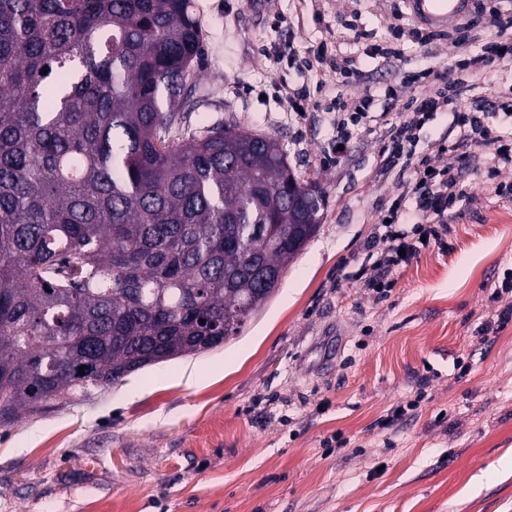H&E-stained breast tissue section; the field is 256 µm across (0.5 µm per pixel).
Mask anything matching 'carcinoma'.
Here are the masks:
<instances>
[{
  "label": "carcinoma",
  "instance_id": "obj_1",
  "mask_svg": "<svg viewBox=\"0 0 512 512\" xmlns=\"http://www.w3.org/2000/svg\"><path fill=\"white\" fill-rule=\"evenodd\" d=\"M190 9L0 0L1 421L237 337L319 229L278 140H170Z\"/></svg>",
  "mask_w": 512,
  "mask_h": 512
}]
</instances>
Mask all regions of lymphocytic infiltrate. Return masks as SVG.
I'll return each instance as SVG.
<instances>
[{
    "mask_svg": "<svg viewBox=\"0 0 512 512\" xmlns=\"http://www.w3.org/2000/svg\"><path fill=\"white\" fill-rule=\"evenodd\" d=\"M492 24L498 30L497 36L464 59L462 70L480 73L512 59V39L507 36L512 30V14H495ZM445 79V74L441 73L436 83L422 86L415 99L413 121L394 127L392 150L395 155H404L415 147L419 126L435 112L453 104ZM495 109V104L488 101L476 108L456 111L460 153L450 156L447 165L442 167L432 165L426 156L414 164L402 195L387 210L385 221L379 222L365 247L358 280L363 287L372 290L376 299L387 298L395 284L393 272L406 266L426 245L447 248L448 218L467 197L459 172L472 157H483L487 176L494 181L492 189L496 196L512 195V187L495 180L501 167L512 165V141L498 135L488 123Z\"/></svg>",
    "mask_w": 512,
    "mask_h": 512,
    "instance_id": "lymphocytic-infiltrate-1",
    "label": "lymphocytic infiltrate"
}]
</instances>
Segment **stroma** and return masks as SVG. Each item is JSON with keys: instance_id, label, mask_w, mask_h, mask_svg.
<instances>
[{"instance_id": "35a3bbf8", "label": "stroma", "mask_w": 512, "mask_h": 512, "mask_svg": "<svg viewBox=\"0 0 512 512\" xmlns=\"http://www.w3.org/2000/svg\"><path fill=\"white\" fill-rule=\"evenodd\" d=\"M402 0H194L202 55L197 106L176 138L217 124L277 138L301 181L324 196L316 236L268 303L220 348L151 366L64 405L0 422V512H512V197L490 194L480 162L447 237L394 272L383 301L355 278L364 245L409 171L389 158L410 119L407 75L454 69L465 48L403 40L370 57L357 30L391 40ZM327 47L315 71L273 63ZM355 70L342 82L337 67ZM306 91L284 108L282 89ZM371 93V116L337 142L331 99ZM512 101V63L469 81L462 104ZM459 137L452 112L418 130L417 153ZM196 374L187 382L184 374ZM418 406L392 428L393 408Z\"/></svg>"}]
</instances>
